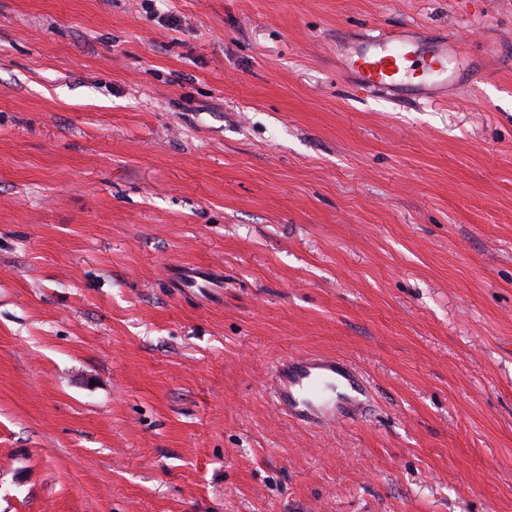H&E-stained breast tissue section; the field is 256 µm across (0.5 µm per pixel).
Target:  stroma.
Listing matches in <instances>:
<instances>
[{
	"mask_svg": "<svg viewBox=\"0 0 512 512\" xmlns=\"http://www.w3.org/2000/svg\"><path fill=\"white\" fill-rule=\"evenodd\" d=\"M408 26L484 78H338ZM0 512H512V0H0ZM271 389L289 417L320 427L362 417L369 405L362 376L334 356L289 357L273 371Z\"/></svg>",
	"mask_w": 512,
	"mask_h": 512,
	"instance_id": "35a3bbf8",
	"label": "stroma"
}]
</instances>
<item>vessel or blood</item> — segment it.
<instances>
[{
	"label": "vessel or blood",
	"instance_id": "1",
	"mask_svg": "<svg viewBox=\"0 0 512 512\" xmlns=\"http://www.w3.org/2000/svg\"><path fill=\"white\" fill-rule=\"evenodd\" d=\"M452 45L423 30L392 28L360 39L343 64L357 91L393 93L445 89L458 81L448 71ZM276 405L289 417L320 426L362 417L368 389L357 369L333 356H292L271 375Z\"/></svg>",
	"mask_w": 512,
	"mask_h": 512
}]
</instances>
